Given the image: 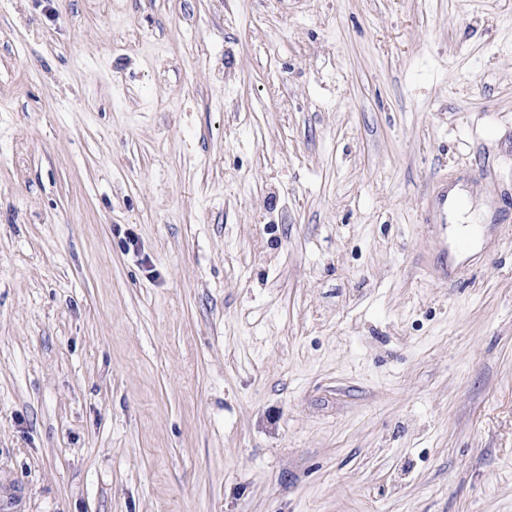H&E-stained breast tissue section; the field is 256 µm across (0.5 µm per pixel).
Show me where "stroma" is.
Segmentation results:
<instances>
[{"instance_id":"stroma-1","label":"stroma","mask_w":512,"mask_h":512,"mask_svg":"<svg viewBox=\"0 0 512 512\" xmlns=\"http://www.w3.org/2000/svg\"><path fill=\"white\" fill-rule=\"evenodd\" d=\"M0 512H512V0H0ZM470 206H467L464 194L453 191L448 197V190L445 196L440 200L437 207V219L439 224H447L448 210L456 213L457 219L464 221L462 215L468 211Z\"/></svg>"}]
</instances>
